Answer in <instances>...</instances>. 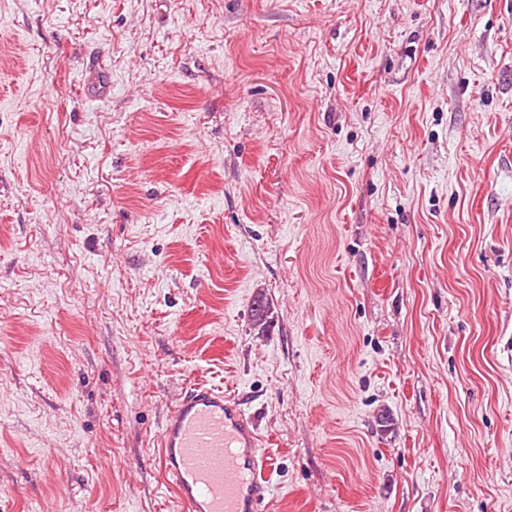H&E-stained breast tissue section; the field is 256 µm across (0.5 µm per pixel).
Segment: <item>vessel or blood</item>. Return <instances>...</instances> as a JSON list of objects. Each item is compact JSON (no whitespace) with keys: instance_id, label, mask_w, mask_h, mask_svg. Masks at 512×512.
Wrapping results in <instances>:
<instances>
[{"instance_id":"vessel-or-blood-1","label":"vessel or blood","mask_w":512,"mask_h":512,"mask_svg":"<svg viewBox=\"0 0 512 512\" xmlns=\"http://www.w3.org/2000/svg\"><path fill=\"white\" fill-rule=\"evenodd\" d=\"M159 458L187 512H263L264 439L241 399L197 383L180 394L160 434Z\"/></svg>"}]
</instances>
